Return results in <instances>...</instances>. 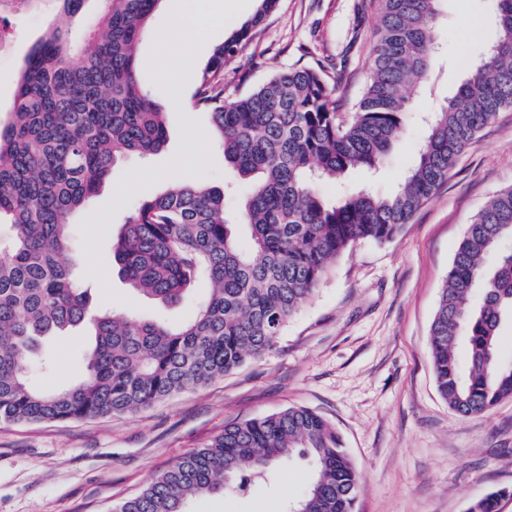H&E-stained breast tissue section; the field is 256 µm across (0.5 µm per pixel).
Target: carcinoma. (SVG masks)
Listing matches in <instances>:
<instances>
[{
	"mask_svg": "<svg viewBox=\"0 0 512 512\" xmlns=\"http://www.w3.org/2000/svg\"><path fill=\"white\" fill-rule=\"evenodd\" d=\"M100 2L90 33L53 25L31 46L13 106L0 118V422L135 413L261 357L342 252L360 240H393L476 135L512 108V0H496L497 38L454 98L428 113L404 184L388 195L326 199L320 185L380 167L408 120L409 90L433 93L441 0H381L369 82L348 120L320 67L281 69L246 94L224 97V63L276 5L262 0L211 49L195 91L194 107L210 114L224 165L247 186L236 215L224 213L223 190L195 182L143 201L112 237V264L135 293L163 307L203 286L206 293L178 325L97 307L73 272L72 217L118 162L155 155L167 142L164 113L136 58L160 0ZM509 243L512 187L468 224L430 326L437 390L463 416L512 398V361L498 345L512 321ZM493 254L497 263L488 267ZM76 332L90 337L78 376L60 388L35 386L30 365L41 342ZM296 456L311 458L316 476L295 512H354L361 477L343 438L303 407L225 424L116 512H188L193 499L227 484L244 493ZM510 493H487L468 512H498Z\"/></svg>",
	"mask_w": 512,
	"mask_h": 512,
	"instance_id": "obj_1",
	"label": "carcinoma"
}]
</instances>
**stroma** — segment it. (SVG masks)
<instances>
[{"label":"stroma","mask_w":512,"mask_h":512,"mask_svg":"<svg viewBox=\"0 0 512 512\" xmlns=\"http://www.w3.org/2000/svg\"><path fill=\"white\" fill-rule=\"evenodd\" d=\"M205 22L189 37L200 60L258 10L261 0H199ZM495 0H443L439 85L413 96V117L378 172L359 169L339 190L388 194L404 182L425 136L422 113L452 98L470 62L496 37ZM173 0H161L138 47L149 92L165 114L168 139L158 154L131 156L110 183L73 217L75 273L94 287L103 307L187 318L186 301L161 307L135 296L112 271V235L143 200L201 181L223 187L225 169L214 141L203 160L188 159V126L210 132L209 114L191 109L194 86L181 75L159 78L154 59L169 36ZM55 18L52 5L21 15L11 61L0 64V112L9 111L15 75L33 42ZM379 0H278L242 51L224 66V95L250 91L275 71L321 67L334 79L338 109L356 111L369 77L380 25ZM512 186V109L499 112L459 156L448 180L392 241H360L336 260L313 298L292 316L258 360L209 385L182 391L150 408L117 416L36 424L0 422V512H115L187 452L204 447L226 422L297 406L315 411L342 435L362 482L356 512H467L470 501L507 488L499 512H512V399L487 413L463 416L437 391L430 325L456 246L473 216L497 191ZM43 353L55 375L72 380L81 357L74 340H51ZM276 478L246 494L224 491L194 500L189 512H284L315 471L297 457L275 465Z\"/></svg>","instance_id":"obj_1"}]
</instances>
